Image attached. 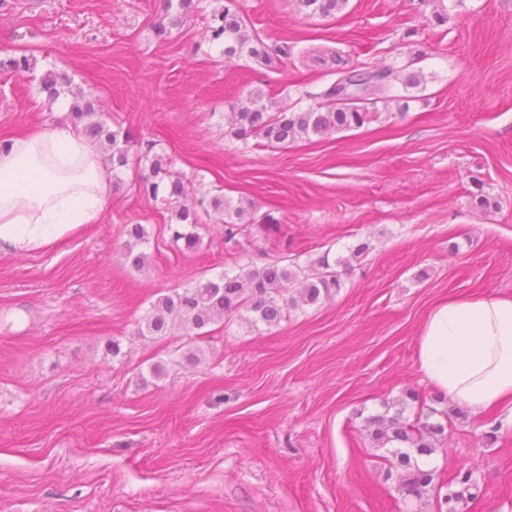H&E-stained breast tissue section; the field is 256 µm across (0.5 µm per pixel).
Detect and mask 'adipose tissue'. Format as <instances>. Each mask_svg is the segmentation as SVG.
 <instances>
[{"label":"adipose tissue","instance_id":"obj_1","mask_svg":"<svg viewBox=\"0 0 512 512\" xmlns=\"http://www.w3.org/2000/svg\"><path fill=\"white\" fill-rule=\"evenodd\" d=\"M109 192L99 152L72 125L15 138L0 148V245L25 252L96 223ZM416 357L426 382L472 413L512 399V296L439 302Z\"/></svg>","mask_w":512,"mask_h":512}]
</instances>
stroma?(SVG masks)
I'll return each instance as SVG.
<instances>
[{
    "label": "stroma",
    "instance_id": "35a3bbf8",
    "mask_svg": "<svg viewBox=\"0 0 512 512\" xmlns=\"http://www.w3.org/2000/svg\"><path fill=\"white\" fill-rule=\"evenodd\" d=\"M445 4L436 26L421 0H349L330 17L240 0L267 45L288 50L273 69L208 44L215 0L163 43L159 0L0 7V57L35 63L0 71V141L64 123L38 91L44 72H64L102 119L174 156L194 191L250 199L278 221L235 245L208 223L197 250L179 249L132 167L97 223L22 254L0 247V512H409L365 430L409 392L448 413L420 512H438L439 486L463 466L481 488L463 512H512V431L484 439L501 411L479 418L438 398L416 358L434 303L512 295V0ZM407 64L420 85L362 128L283 150L226 133L225 112L253 89L305 108L338 69ZM128 224L147 232L141 270L124 259ZM361 242L340 289L278 326L236 317L200 338L136 334L158 293L277 256L349 258ZM182 346L204 361L176 365Z\"/></svg>",
    "mask_w": 512,
    "mask_h": 512
}]
</instances>
